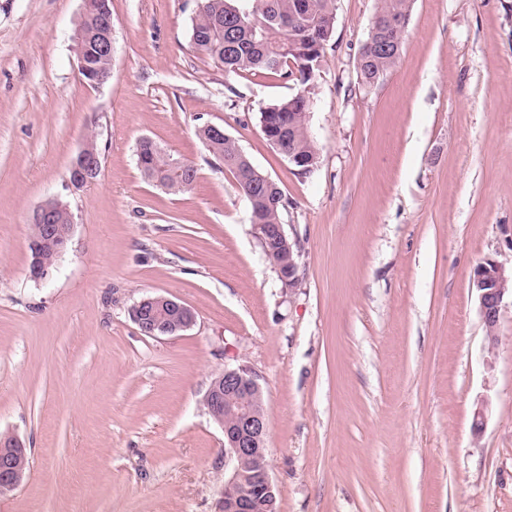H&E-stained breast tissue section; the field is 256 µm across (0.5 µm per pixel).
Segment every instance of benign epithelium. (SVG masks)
Here are the masks:
<instances>
[{
  "mask_svg": "<svg viewBox=\"0 0 512 512\" xmlns=\"http://www.w3.org/2000/svg\"><path fill=\"white\" fill-rule=\"evenodd\" d=\"M99 47L104 60L112 63V16H107L100 30ZM262 131L270 145L282 149L285 138L284 128H275L263 121ZM102 160L89 141H84L77 153L74 166L69 174L72 186L81 188L92 183L99 175ZM62 212L66 223L48 224L53 211ZM35 216L42 222L41 241L48 247L51 259L41 262L34 260L29 267L30 277L42 280L52 267V259L60 257L70 241L73 216L67 207L48 202L41 205ZM253 231L264 248V252L277 271L281 281L288 287L298 281V266L276 264L282 250H292L293 243L282 224H255ZM471 288L475 290L478 310L485 327L490 347L499 342L498 325L506 300L512 299V270L506 263L488 259L478 264L473 272ZM133 321L139 330L151 337L176 335L190 329L196 322L194 312L181 302L165 296H150L138 304ZM262 396L260 376L246 365H226L224 373L216 377L210 385L205 401L209 413L224 431V458L230 467L224 478V507L222 512H254V502L248 497L236 494V488L251 478L243 469L242 462L255 456L267 454L266 438L268 423L264 408L252 405V400ZM235 406L233 413L236 421L232 425L224 423V405ZM22 444L15 436L0 439V495L16 489L24 480L19 466L13 461L10 449L20 448ZM256 483L263 497L265 512H276L277 490L272 483L268 469L260 470Z\"/></svg>",
  "mask_w": 512,
  "mask_h": 512,
  "instance_id": "7a95c632",
  "label": "benign epithelium"
}]
</instances>
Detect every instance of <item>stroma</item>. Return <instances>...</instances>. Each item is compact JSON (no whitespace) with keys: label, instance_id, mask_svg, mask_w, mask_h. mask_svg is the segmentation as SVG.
Wrapping results in <instances>:
<instances>
[{"label":"stroma","instance_id":"stroma-1","mask_svg":"<svg viewBox=\"0 0 512 512\" xmlns=\"http://www.w3.org/2000/svg\"><path fill=\"white\" fill-rule=\"evenodd\" d=\"M377 7L336 0L301 176L260 128L298 84L194 53L197 0H112L97 87L73 50L82 0H0V434L29 458L0 512H218L204 398L228 363L261 377L279 512H512V306L489 347L471 288L485 259L512 264V0H411L401 58L367 89ZM206 123L282 189L295 287ZM91 133L102 170L76 189ZM144 137L196 168L190 189L144 178ZM50 200L72 238L35 281L30 218ZM157 295L195 325L143 335L130 310Z\"/></svg>","mask_w":512,"mask_h":512}]
</instances>
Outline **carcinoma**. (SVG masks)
I'll return each instance as SVG.
<instances>
[{
  "label": "carcinoma",
  "mask_w": 512,
  "mask_h": 512,
  "mask_svg": "<svg viewBox=\"0 0 512 512\" xmlns=\"http://www.w3.org/2000/svg\"><path fill=\"white\" fill-rule=\"evenodd\" d=\"M302 0H199L198 12L191 20L190 44L197 54L224 68L228 74H270L282 79L292 77L291 51L294 37L302 27L318 28L335 16V0H310L313 11L299 13ZM386 15L384 28L373 45L362 52V76L370 83L379 81L400 58L408 16L409 0H379ZM112 8L111 0H91V12L74 37L82 41L86 63L106 82L111 72L98 57L97 38L102 20L100 13ZM273 123H295V133L285 147L301 155L318 152L296 114L302 107L294 97L280 100L265 108ZM197 134L208 151L229 169L246 197L251 213L262 215L267 224L280 222L284 195L279 186L251 168V162L232 138L210 139L200 127ZM170 153L150 138L141 139L136 160L143 175L159 176L172 194L189 189L197 175L189 165L175 175L169 168Z\"/></svg>",
  "instance_id": "cac0c4a2"
}]
</instances>
